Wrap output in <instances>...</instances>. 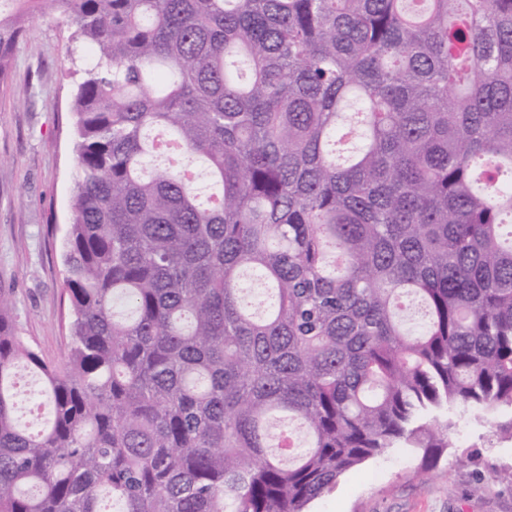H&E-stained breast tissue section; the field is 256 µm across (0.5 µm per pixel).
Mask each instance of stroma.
<instances>
[{
    "mask_svg": "<svg viewBox=\"0 0 512 512\" xmlns=\"http://www.w3.org/2000/svg\"><path fill=\"white\" fill-rule=\"evenodd\" d=\"M93 55L55 12L32 17L0 84V289L20 336L43 358L70 351L63 239L75 188L73 89ZM453 446L432 468L391 448L341 476L308 512H512V441L478 413L448 411Z\"/></svg>",
    "mask_w": 512,
    "mask_h": 512,
    "instance_id": "stroma-1",
    "label": "stroma"
}]
</instances>
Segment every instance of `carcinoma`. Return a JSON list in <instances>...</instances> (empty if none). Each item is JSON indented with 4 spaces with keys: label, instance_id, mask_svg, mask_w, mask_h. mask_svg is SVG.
Returning a JSON list of instances; mask_svg holds the SVG:
<instances>
[{
    "label": "carcinoma",
    "instance_id": "1",
    "mask_svg": "<svg viewBox=\"0 0 512 512\" xmlns=\"http://www.w3.org/2000/svg\"><path fill=\"white\" fill-rule=\"evenodd\" d=\"M53 11L71 347L0 291V512H306L448 408L512 439V0H0L1 84ZM16 381L20 393V408L17 413L18 419L21 424L28 426L31 431L36 432L40 430L42 426L49 420V409L47 407L42 408L40 410L42 416L38 420L34 419L28 414L26 398L29 390L32 389L35 384V377L33 373L28 368H26V366L22 364L18 366L16 370Z\"/></svg>",
    "mask_w": 512,
    "mask_h": 512
}]
</instances>
